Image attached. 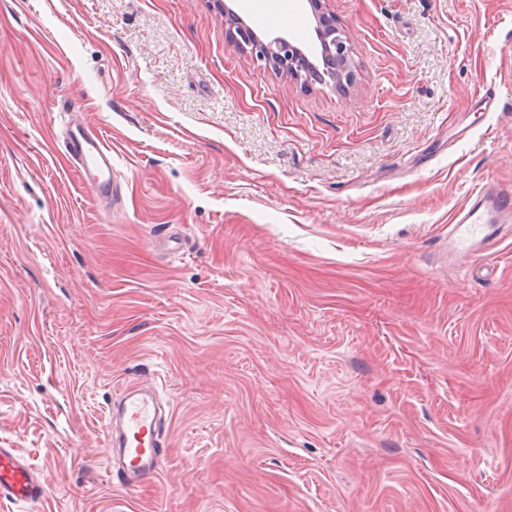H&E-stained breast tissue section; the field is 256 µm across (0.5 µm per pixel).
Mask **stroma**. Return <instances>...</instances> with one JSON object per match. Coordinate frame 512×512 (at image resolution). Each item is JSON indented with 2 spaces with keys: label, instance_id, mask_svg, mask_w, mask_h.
I'll use <instances>...</instances> for the list:
<instances>
[{
  "label": "stroma",
  "instance_id": "35a3bbf8",
  "mask_svg": "<svg viewBox=\"0 0 512 512\" xmlns=\"http://www.w3.org/2000/svg\"><path fill=\"white\" fill-rule=\"evenodd\" d=\"M276 5L0 0V447L51 488L0 512H512V235L448 248L512 191V0H323L344 94L239 51L228 7L320 62ZM145 379L169 465L129 491L104 410ZM64 143L72 168L82 175L93 195L98 200L114 196L117 184L112 169V144L96 130L72 128V121ZM512 220V196L494 187H482L454 212L448 240L460 258L477 255L490 240L500 238Z\"/></svg>",
  "mask_w": 512,
  "mask_h": 512
}]
</instances>
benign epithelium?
Listing matches in <instances>:
<instances>
[{"label":"benign epithelium","mask_w":512,"mask_h":512,"mask_svg":"<svg viewBox=\"0 0 512 512\" xmlns=\"http://www.w3.org/2000/svg\"><path fill=\"white\" fill-rule=\"evenodd\" d=\"M317 22L322 47L325 55L329 56L326 75L333 84L341 86L349 73L351 46L340 36L328 17L319 15ZM224 23L236 28L233 38L245 56L252 60L272 63L279 70L287 72L295 81L303 85L309 84L305 75L313 67V63L299 47L283 37L263 41L229 9L224 11Z\"/></svg>","instance_id":"obj_1"}]
</instances>
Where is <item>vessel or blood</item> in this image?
<instances>
[{
  "mask_svg": "<svg viewBox=\"0 0 512 512\" xmlns=\"http://www.w3.org/2000/svg\"><path fill=\"white\" fill-rule=\"evenodd\" d=\"M72 168L97 199L114 195L112 145L99 132L67 128L64 138ZM512 222V196L494 187L481 188L457 209L448 226V240L461 258L477 255L499 239ZM167 407L153 392L125 387L107 407V457L121 485L134 491L158 477L167 465L162 425ZM50 492L45 479L12 448H0V498L36 502Z\"/></svg>",
  "mask_w": 512,
  "mask_h": 512,
  "instance_id": "b4317fda",
  "label": "vessel or blood"
}]
</instances>
